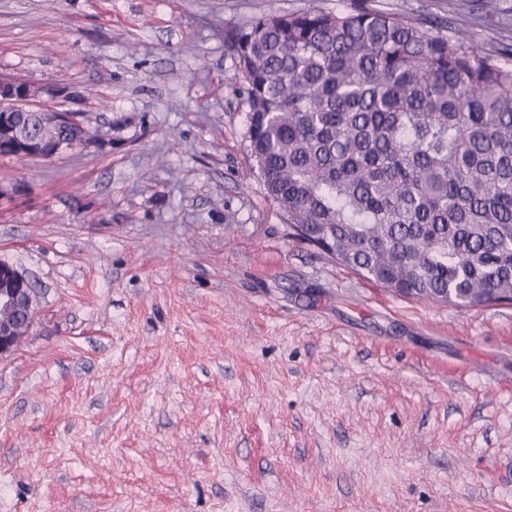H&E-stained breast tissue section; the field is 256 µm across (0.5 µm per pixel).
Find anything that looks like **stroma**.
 <instances>
[{
    "label": "stroma",
    "mask_w": 512,
    "mask_h": 512,
    "mask_svg": "<svg viewBox=\"0 0 512 512\" xmlns=\"http://www.w3.org/2000/svg\"><path fill=\"white\" fill-rule=\"evenodd\" d=\"M512 48V0H370ZM309 0H0V74L99 147L0 158L36 322L0 512H512V304L397 295L293 237L224 33Z\"/></svg>",
    "instance_id": "obj_1"
}]
</instances>
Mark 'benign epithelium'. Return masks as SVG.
<instances>
[{
	"mask_svg": "<svg viewBox=\"0 0 512 512\" xmlns=\"http://www.w3.org/2000/svg\"><path fill=\"white\" fill-rule=\"evenodd\" d=\"M47 94L31 81L23 82L14 75H0V126L10 129L13 114L33 112L44 116L46 122L63 130L76 129L74 140L42 139L12 142V158L36 156L52 160L77 148H88L99 141L98 131L91 126L86 113L73 109H61L46 103ZM293 234L319 249L331 259H336V249L329 239L315 240L304 234L301 225H291ZM32 284L24 272L10 262L0 259V307L9 308L17 302L34 306L35 299L30 293ZM18 343L11 335V327L0 326V360L13 355Z\"/></svg>",
	"mask_w": 512,
	"mask_h": 512,
	"instance_id": "obj_1",
	"label": "benign epithelium"
}]
</instances>
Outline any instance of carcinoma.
<instances>
[{
  "label": "carcinoma",
  "instance_id": "obj_1",
  "mask_svg": "<svg viewBox=\"0 0 512 512\" xmlns=\"http://www.w3.org/2000/svg\"><path fill=\"white\" fill-rule=\"evenodd\" d=\"M227 48L290 223L414 298H512V56L365 0L258 16Z\"/></svg>",
  "mask_w": 512,
  "mask_h": 512
}]
</instances>
